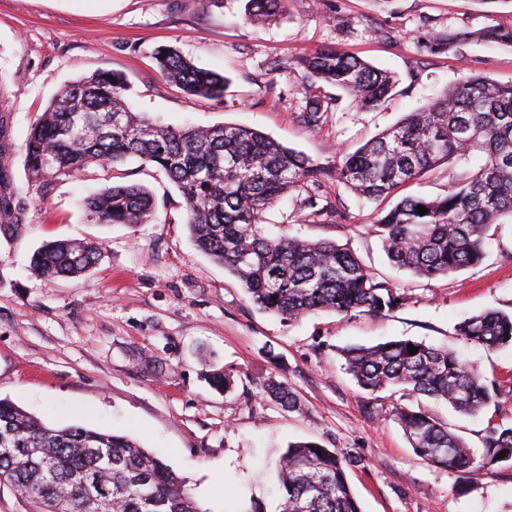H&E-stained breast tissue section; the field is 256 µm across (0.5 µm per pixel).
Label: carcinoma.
Listing matches in <instances>:
<instances>
[{"instance_id": "1", "label": "carcinoma", "mask_w": 512, "mask_h": 512, "mask_svg": "<svg viewBox=\"0 0 512 512\" xmlns=\"http://www.w3.org/2000/svg\"><path fill=\"white\" fill-rule=\"evenodd\" d=\"M250 21L278 15L285 0H247ZM512 46V28L478 31L452 26L435 33L433 50L462 58L474 41ZM166 57H161V54ZM161 75L191 96L224 99L227 79L197 67L174 49L157 50ZM308 87L328 84L366 110L383 105L394 76L333 47L298 60ZM120 72L98 71L64 85L32 124L22 146L26 194L45 200L63 177L91 166L134 158L162 171L181 193L197 249L224 266L252 303L293 323L315 311L347 317L382 314L408 297L377 279L350 250L330 240L264 235V213L282 197L307 192L305 207L325 221L332 206L319 205L336 182L372 201L444 160L473 153L483 163L444 196L401 198L373 225L391 264L418 278L434 279L480 264L488 229L512 217V84L467 74L453 86L338 162L323 166L251 128L223 124L169 128L132 111ZM324 102L308 97L300 118L319 124ZM12 158L0 148V224L25 223L27 198L14 188ZM427 213H418V206ZM101 224H147L152 192L142 184L102 188L84 201ZM92 242H46L33 254L36 272L73 277L96 263ZM457 334L487 349L512 347V313L488 309L464 318ZM418 348L410 354V346ZM344 369L371 395L405 391L444 402L475 416L503 395L475 367L446 348L413 339L353 346L341 351ZM266 396L298 408L281 382ZM395 420L414 452L432 465L471 480L512 463V426H492L482 448L470 447L421 406L396 408ZM505 453L499 459V453ZM283 493L280 512H362L341 457L311 441L288 445L276 463ZM16 497L21 512H203L186 482L128 436L82 426L52 428L13 402L0 399V493Z\"/></svg>"}]
</instances>
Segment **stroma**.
Instances as JSON below:
<instances>
[{"label":"stroma","mask_w":512,"mask_h":512,"mask_svg":"<svg viewBox=\"0 0 512 512\" xmlns=\"http://www.w3.org/2000/svg\"><path fill=\"white\" fill-rule=\"evenodd\" d=\"M247 0H0V99L8 109L12 178L25 187L22 146L32 123L67 82L101 70L124 74L134 111L173 127L248 126L320 163L335 161L462 75L512 84V47L472 43L464 58L431 51L446 26L512 27V0H288L271 21H247ZM171 46L229 78L224 101L188 97L161 76L154 49ZM334 47L396 79L386 104L359 109L321 85L328 108L303 124L294 63ZM481 155L439 165L400 195L447 194ZM143 184L156 200L149 224H99L81 205L90 192ZM333 223L313 221L301 195L271 208L265 235L330 239L409 297L384 315L318 312L288 326L259 311L239 280L194 246L186 207L162 173L131 159L60 179L30 202L25 224L0 226V398L52 427L79 425L137 440L185 478L203 512H280L275 463L289 443L338 452L362 512H512V467L455 475L418 457L392 418L403 393L369 398L346 374L342 348L411 338L455 351L487 378L512 384V347L485 349L457 335L466 316L512 312V223L489 231L477 266L432 280L389 265L372 226L392 199L367 201L341 184L327 190ZM97 242L84 275L44 276L30 266L43 242ZM230 376L232 393L213 388ZM288 386L298 408L265 395ZM430 409L472 447L488 426L512 425V395L474 417Z\"/></svg>","instance_id":"35a3bbf8"}]
</instances>
